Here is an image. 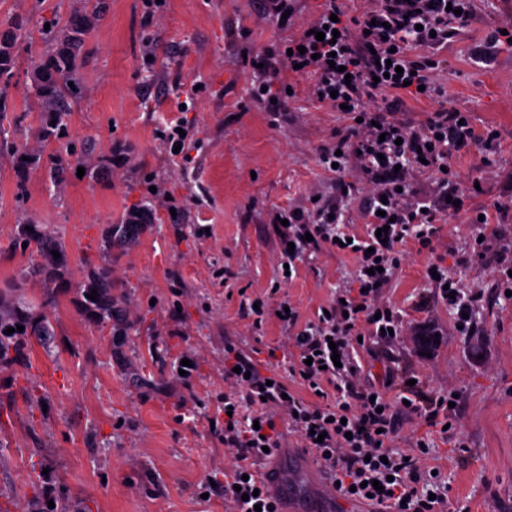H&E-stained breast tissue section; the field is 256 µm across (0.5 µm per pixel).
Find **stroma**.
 Instances as JSON below:
<instances>
[{"mask_svg": "<svg viewBox=\"0 0 512 512\" xmlns=\"http://www.w3.org/2000/svg\"><path fill=\"white\" fill-rule=\"evenodd\" d=\"M287 3L293 16L283 28L266 0H0V32L17 19L26 29L0 88V132L35 159L21 178L0 154V290L53 301L49 345L30 339L21 360L0 366V512H38L50 497L64 498L67 512H232L222 492H202L235 462L214 431L224 421V344L256 351L263 371L288 352L276 320L253 328L244 298L287 299L311 319L354 272L352 256L325 250L285 279L269 222L273 207L335 194L318 148L345 126L340 113L306 98L276 115L249 92L252 56L300 33L322 0ZM475 6L435 80L477 130L495 133V150L473 146L453 164L463 186L479 179L475 205L502 212L493 224L449 217L434 252L407 245L382 291L404 315L405 334L378 348L368 376L375 384L389 372L399 383L413 379L430 395L455 391L448 432L414 413L398 421L397 447L425 440L426 467L441 471L436 512H512V296L496 253L512 247V46L486 63L474 55L498 28L512 29V0ZM98 9L82 54L83 94L65 102L69 138L44 141L33 62L47 51V31ZM178 122L193 143L186 160L163 137ZM76 152L111 173L72 170L53 183L52 161ZM118 155L125 163L115 164ZM153 185L159 197L150 196ZM143 205L153 224L112 247V293L128 324L116 346L108 326L83 314L76 283L100 262L107 225ZM22 224L65 242L61 280L32 274L43 257L34 244L14 248ZM481 234L493 250L462 265L463 249ZM433 258L479 292L471 333L432 297L423 270ZM425 326L438 342L422 343ZM185 359L192 368L183 376Z\"/></svg>", "mask_w": 512, "mask_h": 512, "instance_id": "35a3bbf8", "label": "stroma"}]
</instances>
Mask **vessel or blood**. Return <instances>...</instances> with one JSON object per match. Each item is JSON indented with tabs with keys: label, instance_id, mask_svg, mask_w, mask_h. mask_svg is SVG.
I'll return each instance as SVG.
<instances>
[{
	"label": "vessel or blood",
	"instance_id": "1",
	"mask_svg": "<svg viewBox=\"0 0 512 512\" xmlns=\"http://www.w3.org/2000/svg\"><path fill=\"white\" fill-rule=\"evenodd\" d=\"M261 483L278 512H342L343 502L306 448H278L265 460Z\"/></svg>",
	"mask_w": 512,
	"mask_h": 512
}]
</instances>
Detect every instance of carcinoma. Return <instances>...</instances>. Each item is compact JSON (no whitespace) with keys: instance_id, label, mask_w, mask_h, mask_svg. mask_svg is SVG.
Returning a JSON list of instances; mask_svg holds the SVG:
<instances>
[{"instance_id":"cac0c4a2","label":"carcinoma","mask_w":512,"mask_h":512,"mask_svg":"<svg viewBox=\"0 0 512 512\" xmlns=\"http://www.w3.org/2000/svg\"><path fill=\"white\" fill-rule=\"evenodd\" d=\"M101 18L95 11L91 14L81 15L68 21L66 27L56 34L47 36V43L51 45L46 57L34 65L33 78L35 95L39 100L40 111L45 118L39 128V136L46 141L60 140L69 137L67 128V112L64 110L66 97H76L81 93L82 78L80 75V52L88 31L94 27ZM22 23L18 22L11 29L3 32L0 38V80L9 79L14 64L13 49L21 36ZM0 151L10 153L13 165L19 177H24L34 161H26L23 156L27 152L16 149L6 139L0 138ZM152 223L150 210L142 208L138 212L127 214L120 224L109 226L104 230L102 243L107 254L112 253V237L133 238ZM36 242L45 258V265L34 269V273L45 275L47 278H56L61 270L68 266V254L65 244L48 230L33 226L28 231L21 227L15 237V246L22 248V243ZM60 254L54 258L53 252ZM76 288L85 295L83 312L91 320L110 325L111 343L120 345L127 335V324L119 314L118 305L112 298V263L105 262L93 266L83 272V278L76 284ZM97 291L96 300L88 295ZM7 304V310L0 312V365L11 364L23 352V340L28 336H39L47 339L51 335L50 320L47 309L38 314L18 301L13 302L7 296L0 294V303ZM24 330H17V326ZM14 329L11 334L8 329Z\"/></svg>"}]
</instances>
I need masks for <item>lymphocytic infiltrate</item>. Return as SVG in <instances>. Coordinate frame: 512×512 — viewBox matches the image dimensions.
Wrapping results in <instances>:
<instances>
[{
	"label": "lymphocytic infiltrate",
	"instance_id": "f902f5d3",
	"mask_svg": "<svg viewBox=\"0 0 512 512\" xmlns=\"http://www.w3.org/2000/svg\"><path fill=\"white\" fill-rule=\"evenodd\" d=\"M472 19V0H375L352 17L337 0H325L310 32L255 58L253 96L268 101L270 111H281L286 103L287 86L277 81L285 68L309 78L316 104L343 110L348 125L320 146L319 161L327 170L353 164L365 174L368 233L351 240L338 232L344 221L338 198L317 200L312 209L272 212L287 221L278 235L280 246L294 248L283 254V263L292 266L325 249L344 250L354 257L357 288L339 291L324 312L306 323L297 307L246 303L257 327L279 311L295 353L284 369L264 373L234 343L224 347V379L231 386L224 404L232 414L224 419L223 440L236 454L234 466L224 473V500L233 512H274L256 470L266 449L282 445L275 420L279 413L301 447L312 449L317 463L336 480L340 498L368 503L380 512H435L424 490L428 480L422 461L428 448L420 441L414 450L399 452L392 444L399 412H421L432 425L447 424L453 419L454 396L431 397L407 385L403 396L394 398L386 388L363 384L360 350L364 341L389 346L404 333L403 315L382 298L404 246L433 250L438 225L447 216L463 212L470 223L479 221L481 210L463 190L452 160L462 148L491 147L494 133L478 132L460 109L444 105L417 125L395 116L405 99L429 100L438 94L436 51ZM326 28L338 30V37L317 40V32ZM390 65L402 67L403 75H387ZM424 170L436 175L434 192L413 196L408 181ZM381 227L387 230L382 238L376 235ZM424 278L459 312V326L470 330L476 294H464L438 262L427 264ZM373 481L380 487L371 492L366 485Z\"/></svg>",
	"mask_w": 512,
	"mask_h": 512
}]
</instances>
